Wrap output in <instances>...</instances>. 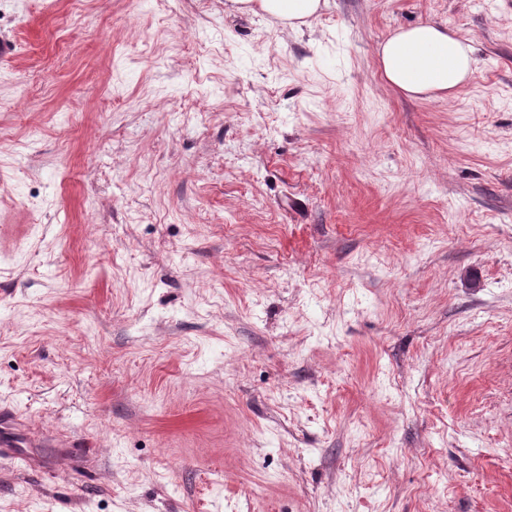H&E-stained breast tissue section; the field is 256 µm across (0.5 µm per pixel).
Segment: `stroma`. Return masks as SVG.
Returning a JSON list of instances; mask_svg holds the SVG:
<instances>
[{"label": "stroma", "instance_id": "obj_1", "mask_svg": "<svg viewBox=\"0 0 512 512\" xmlns=\"http://www.w3.org/2000/svg\"><path fill=\"white\" fill-rule=\"evenodd\" d=\"M420 21L452 99L383 80ZM0 512H512V0H0ZM240 14L260 11L284 23L289 29L309 26L323 8L322 0H229ZM471 42L432 21L401 27L377 48L383 79L409 97H453L474 71Z\"/></svg>", "mask_w": 512, "mask_h": 512}]
</instances>
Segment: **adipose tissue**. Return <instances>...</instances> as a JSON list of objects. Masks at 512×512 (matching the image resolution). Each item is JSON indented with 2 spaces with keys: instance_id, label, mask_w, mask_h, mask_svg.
Listing matches in <instances>:
<instances>
[{
  "instance_id": "adipose-tissue-1",
  "label": "adipose tissue",
  "mask_w": 512,
  "mask_h": 512,
  "mask_svg": "<svg viewBox=\"0 0 512 512\" xmlns=\"http://www.w3.org/2000/svg\"><path fill=\"white\" fill-rule=\"evenodd\" d=\"M238 13L261 11L295 30L311 24L322 0H230ZM383 79L409 97H452L471 79L474 49L447 26L424 21L395 30L377 48Z\"/></svg>"
}]
</instances>
